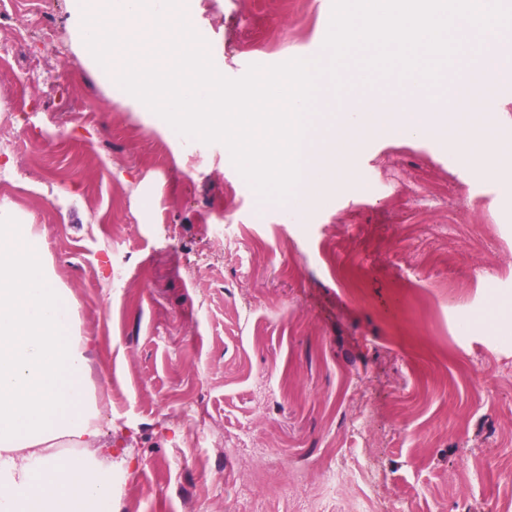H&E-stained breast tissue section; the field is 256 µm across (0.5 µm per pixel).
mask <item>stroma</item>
Returning <instances> with one entry per match:
<instances>
[{"instance_id": "35a3bbf8", "label": "stroma", "mask_w": 512, "mask_h": 512, "mask_svg": "<svg viewBox=\"0 0 512 512\" xmlns=\"http://www.w3.org/2000/svg\"><path fill=\"white\" fill-rule=\"evenodd\" d=\"M46 7L52 46L29 32L0 76V141L27 144L0 205L33 217L77 302L117 512H512V164L477 172L447 133L379 128L341 188L289 214L224 144L184 151L126 105L73 53L67 0ZM192 7L231 79L322 52L331 17ZM359 68L322 91L318 127L340 93H403Z\"/></svg>"}]
</instances>
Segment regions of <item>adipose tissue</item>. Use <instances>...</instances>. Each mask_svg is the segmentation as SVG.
<instances>
[{"label":"adipose tissue","mask_w":512,"mask_h":512,"mask_svg":"<svg viewBox=\"0 0 512 512\" xmlns=\"http://www.w3.org/2000/svg\"><path fill=\"white\" fill-rule=\"evenodd\" d=\"M76 308L41 232L0 208V512H112V469L91 450L102 414ZM65 443L75 453H61Z\"/></svg>","instance_id":"ef3b65f1"}]
</instances>
